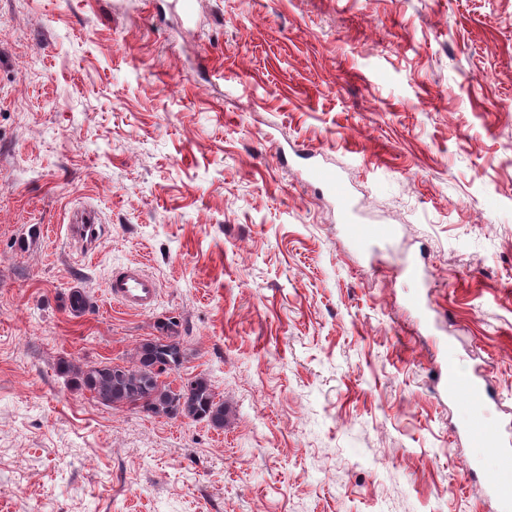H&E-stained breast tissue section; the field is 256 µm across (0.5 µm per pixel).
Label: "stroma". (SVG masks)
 <instances>
[{
    "mask_svg": "<svg viewBox=\"0 0 512 512\" xmlns=\"http://www.w3.org/2000/svg\"><path fill=\"white\" fill-rule=\"evenodd\" d=\"M169 3L0 0V512H492L495 451L453 443L474 412L434 375L450 338L512 421V0ZM309 153L396 225L376 260ZM136 263L146 313L105 290ZM162 319L165 382L209 378L223 428L59 372L129 363ZM68 235L81 245V252L94 253L101 240L104 227L94 223L90 214H81L74 224H67Z\"/></svg>",
    "mask_w": 512,
    "mask_h": 512,
    "instance_id": "1",
    "label": "stroma"
}]
</instances>
